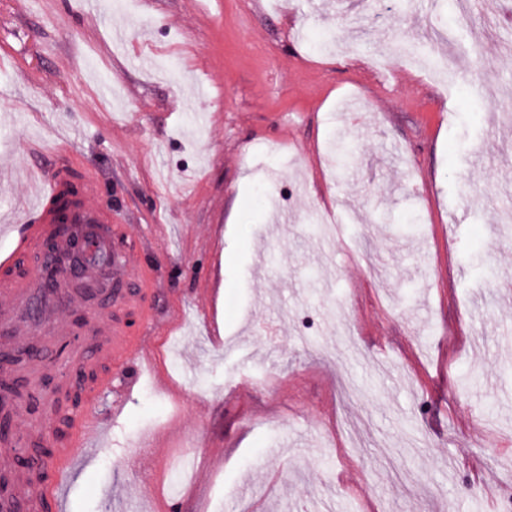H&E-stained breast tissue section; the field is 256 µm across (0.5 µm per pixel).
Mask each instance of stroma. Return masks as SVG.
I'll return each instance as SVG.
<instances>
[{
  "mask_svg": "<svg viewBox=\"0 0 512 512\" xmlns=\"http://www.w3.org/2000/svg\"><path fill=\"white\" fill-rule=\"evenodd\" d=\"M381 6L0 0V219L41 177L99 172L151 271V323L126 327L164 382L94 395L108 435L68 512H123L143 484L157 512L185 458L174 512H505L512 0H395L383 25ZM402 40L449 57L441 80L395 60ZM152 431L166 458L141 450Z\"/></svg>",
  "mask_w": 512,
  "mask_h": 512,
  "instance_id": "35a3bbf8",
  "label": "stroma"
}]
</instances>
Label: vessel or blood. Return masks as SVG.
I'll use <instances>...</instances> for the list:
<instances>
[{"label":"vessel or blood","instance_id":"obj_1","mask_svg":"<svg viewBox=\"0 0 512 512\" xmlns=\"http://www.w3.org/2000/svg\"><path fill=\"white\" fill-rule=\"evenodd\" d=\"M101 183L99 174L87 173L80 200L61 215L55 209V201L63 184L52 177L43 179L37 204L25 211L19 224L0 228V323L6 328L0 336L1 352H9L26 336L66 322L69 314L83 311L81 296L54 288V281L60 280L61 275L47 255L51 244L58 250H66L73 234L83 240L89 255L113 253L114 315L131 309L139 313L141 320H148L149 290L144 280L130 277L144 263L126 225L113 223L111 215L98 202ZM88 328L94 333L106 332L107 340L101 347L87 350L81 360L73 362V369L108 360L112 370L97 377L92 392L111 389L112 377L117 374L124 376L127 393H134L149 366L147 358L132 355L137 337L127 335L117 322L106 329L92 318ZM104 431L105 424L93 407L84 406L69 427L65 446L57 449L47 464L34 495L23 502L24 512H67L66 488L76 473L91 462L103 441Z\"/></svg>","mask_w":512,"mask_h":512}]
</instances>
